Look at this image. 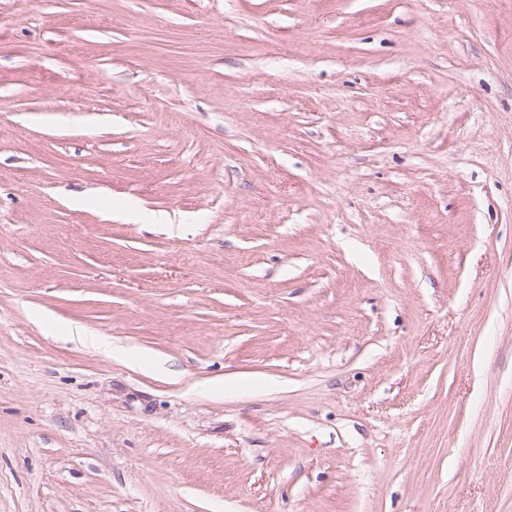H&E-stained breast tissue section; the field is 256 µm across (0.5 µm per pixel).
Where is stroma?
<instances>
[{
  "label": "stroma",
  "mask_w": 512,
  "mask_h": 512,
  "mask_svg": "<svg viewBox=\"0 0 512 512\" xmlns=\"http://www.w3.org/2000/svg\"><path fill=\"white\" fill-rule=\"evenodd\" d=\"M0 512H512V0H0Z\"/></svg>",
  "instance_id": "obj_1"
}]
</instances>
